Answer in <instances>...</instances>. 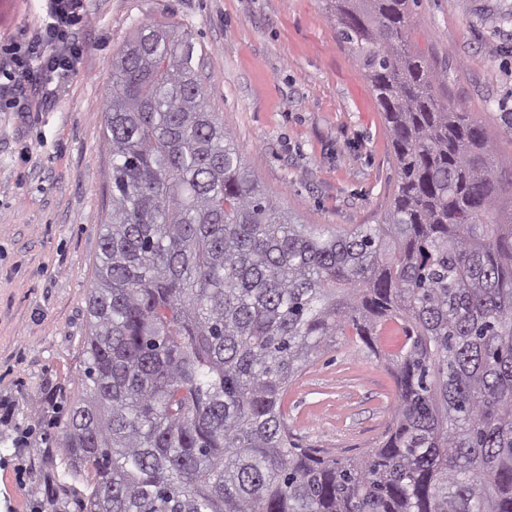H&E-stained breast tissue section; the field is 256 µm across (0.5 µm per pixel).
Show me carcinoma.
Segmentation results:
<instances>
[{"label": "carcinoma", "mask_w": 512, "mask_h": 512, "mask_svg": "<svg viewBox=\"0 0 512 512\" xmlns=\"http://www.w3.org/2000/svg\"><path fill=\"white\" fill-rule=\"evenodd\" d=\"M390 133L381 224H292L209 111L175 21L112 59L111 201L84 394L86 512H512V179L413 51L410 0H327ZM393 376L383 439L292 441L290 382L347 330Z\"/></svg>", "instance_id": "obj_1"}]
</instances>
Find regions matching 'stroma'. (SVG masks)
Returning <instances> with one entry per match:
<instances>
[{
    "instance_id": "stroma-1",
    "label": "stroma",
    "mask_w": 512,
    "mask_h": 512,
    "mask_svg": "<svg viewBox=\"0 0 512 512\" xmlns=\"http://www.w3.org/2000/svg\"><path fill=\"white\" fill-rule=\"evenodd\" d=\"M512 0H415L412 47L447 71L459 111L512 168ZM163 19L190 31L208 108L295 224L382 223L397 175L367 79L325 0H89L65 88L20 115L0 101V512H82L59 433L80 396L99 226L109 205L105 108L112 56ZM38 25L35 0H0V47ZM386 369L340 336L288 387L296 440L344 457L373 447L395 404Z\"/></svg>"
}]
</instances>
